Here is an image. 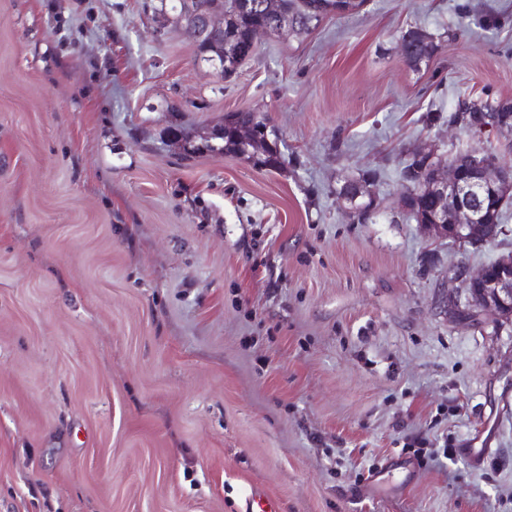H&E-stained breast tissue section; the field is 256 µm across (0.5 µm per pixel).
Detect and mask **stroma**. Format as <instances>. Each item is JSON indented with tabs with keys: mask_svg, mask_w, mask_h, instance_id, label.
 <instances>
[{
	"mask_svg": "<svg viewBox=\"0 0 512 512\" xmlns=\"http://www.w3.org/2000/svg\"><path fill=\"white\" fill-rule=\"evenodd\" d=\"M151 5L0 0V512H512V319L458 276L512 210L452 244L400 180L512 154L448 122L512 101V0H366L226 80ZM248 111L283 166L211 151ZM406 34L411 39L404 43L403 56L409 63L416 65L432 56L435 46L430 36L419 30H411ZM425 164L423 158L417 159V154H413L412 161L401 169V179L409 186V192H413L414 196L411 200L410 216L417 222L429 220L433 215L434 201L428 197L426 188V179L418 168H422Z\"/></svg>",
	"mask_w": 512,
	"mask_h": 512,
	"instance_id": "35a3bbf8",
	"label": "stroma"
}]
</instances>
